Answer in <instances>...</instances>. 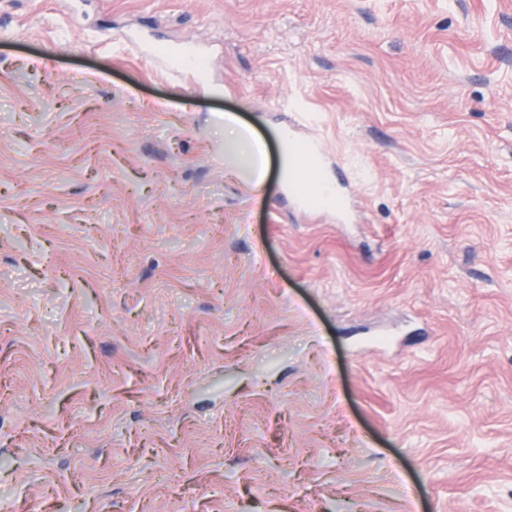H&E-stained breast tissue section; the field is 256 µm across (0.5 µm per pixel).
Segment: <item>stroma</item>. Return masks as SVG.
I'll use <instances>...</instances> for the list:
<instances>
[{"instance_id": "stroma-1", "label": "stroma", "mask_w": 512, "mask_h": 512, "mask_svg": "<svg viewBox=\"0 0 512 512\" xmlns=\"http://www.w3.org/2000/svg\"><path fill=\"white\" fill-rule=\"evenodd\" d=\"M306 112L360 223L224 160ZM2 493L512 512V0H0ZM254 145L261 148L256 141L242 137V131L237 127L235 117L231 115L224 117V147L238 160L230 163L237 173L242 174L241 162L250 158Z\"/></svg>"}]
</instances>
